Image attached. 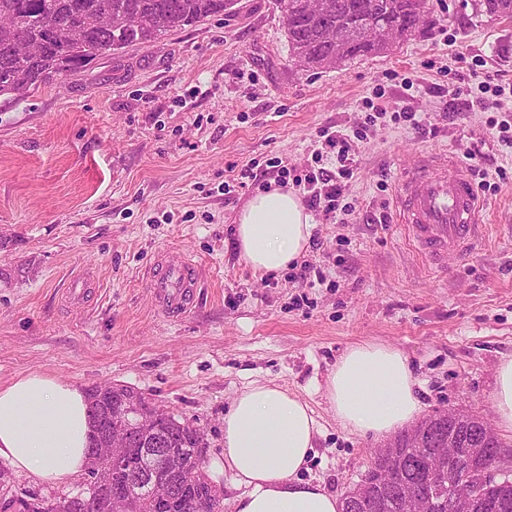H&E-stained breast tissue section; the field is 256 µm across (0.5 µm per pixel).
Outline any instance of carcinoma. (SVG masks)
<instances>
[{
	"label": "carcinoma",
	"mask_w": 512,
	"mask_h": 512,
	"mask_svg": "<svg viewBox=\"0 0 512 512\" xmlns=\"http://www.w3.org/2000/svg\"><path fill=\"white\" fill-rule=\"evenodd\" d=\"M235 4L236 0H0V96L15 99L86 69L95 57L71 39L75 29L86 39L111 42L114 52L133 45L148 47L174 30L224 16ZM478 6L490 15L512 18V0H478ZM282 9L289 55L302 71L384 53L391 41H405L425 25L419 0H321L318 12L302 6V0H288ZM368 17L388 23L389 41L363 33L362 21ZM89 396L105 411L122 401L110 385L90 389ZM153 427L181 457L186 474L203 468V461L193 454L200 430L166 418ZM398 438L396 459L372 464L357 484L365 512H401L406 492L423 495L429 512H448V482L442 472L434 471L438 460L428 437H419L410 428ZM454 452L470 460L473 480L482 487L477 512H512V480L484 479L492 452L475 455L465 444ZM140 464L135 446L125 451L122 464L87 480V512H111L110 501L116 495L139 501L140 512H221L203 479L189 483L185 493L160 500L150 497L144 485L128 483V473Z\"/></svg>",
	"instance_id": "cac0c4a2"
}]
</instances>
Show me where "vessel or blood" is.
I'll return each instance as SVG.
<instances>
[{
	"mask_svg": "<svg viewBox=\"0 0 512 512\" xmlns=\"http://www.w3.org/2000/svg\"><path fill=\"white\" fill-rule=\"evenodd\" d=\"M398 221L438 268L473 253L487 235L476 188L458 161L445 156L403 172L395 196ZM199 270L189 256L157 260L148 285L166 313H186L196 301Z\"/></svg>",
	"mask_w": 512,
	"mask_h": 512,
	"instance_id": "b4317fda",
	"label": "vessel or blood"
}]
</instances>
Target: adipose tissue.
<instances>
[{
    "label": "adipose tissue",
    "mask_w": 512,
    "mask_h": 512,
    "mask_svg": "<svg viewBox=\"0 0 512 512\" xmlns=\"http://www.w3.org/2000/svg\"><path fill=\"white\" fill-rule=\"evenodd\" d=\"M312 217L291 191L251 197L239 212L235 246L242 262L266 275L307 251ZM331 407L344 429L386 437L422 411L407 357L387 345L350 347L327 379ZM89 411L83 391L41 373L0 386V461L37 482L63 487L85 470ZM320 431L309 404L273 383H254L224 415V471L240 493L235 512H342L318 482L301 479Z\"/></svg>",
    "instance_id": "obj_1"
}]
</instances>
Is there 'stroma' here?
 Masks as SVG:
<instances>
[{
  "label": "stroma",
  "instance_id": "1",
  "mask_svg": "<svg viewBox=\"0 0 512 512\" xmlns=\"http://www.w3.org/2000/svg\"><path fill=\"white\" fill-rule=\"evenodd\" d=\"M429 7L432 25L388 53L298 71L278 0H238L232 15L0 97V385L43 373L85 392L144 393L203 432L224 512L236 495L224 414L256 382L314 411L302 479L340 497L360 482L385 441L344 430L325 391L354 345L403 351L423 414L494 421L497 368L512 355V147L466 102L482 77L512 84V19L477 12L475 0ZM404 107L424 131L395 122ZM324 128L359 143L341 209L313 215L322 247L299 260L307 283L292 267L255 275L235 251V217L282 170H335ZM472 152L487 241L437 270L393 221L397 177ZM161 253L199 266L185 315L162 312L147 284Z\"/></svg>",
  "mask_w": 512,
  "mask_h": 512
}]
</instances>
